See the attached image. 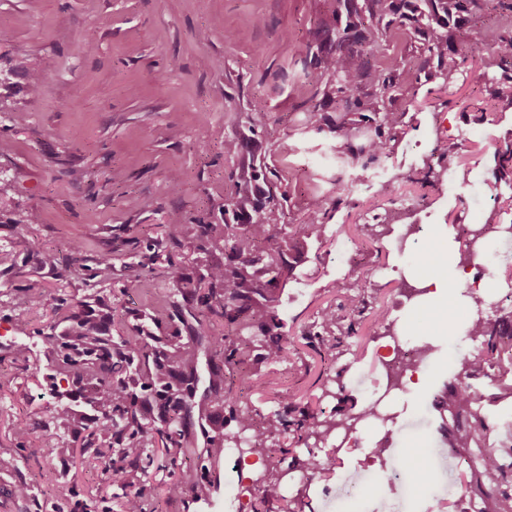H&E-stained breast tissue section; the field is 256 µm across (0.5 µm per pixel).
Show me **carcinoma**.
I'll use <instances>...</instances> for the list:
<instances>
[{"instance_id":"cac0c4a2","label":"carcinoma","mask_w":512,"mask_h":512,"mask_svg":"<svg viewBox=\"0 0 512 512\" xmlns=\"http://www.w3.org/2000/svg\"><path fill=\"white\" fill-rule=\"evenodd\" d=\"M336 40L315 34L307 55L313 77L323 84L322 111L309 113L314 130L341 139L343 153L363 170L390 157L406 126L404 112L392 109L400 94L403 59L384 56L373 66L368 55L380 47L383 37L411 32L419 43L417 71L426 72L444 88H451L462 75V46L480 54L478 79L488 84L489 99L500 98L496 84L512 82V0H334ZM497 15V25L484 24L486 15ZM369 86L373 92L361 97L357 91ZM336 106V112L328 108ZM255 126L248 132L224 138V156L233 162L232 183L224 198V223L196 224L187 236L183 224L165 225L170 245H189L196 255L224 251L222 263H195L194 270L173 257L160 271L142 270L143 277H159L165 285V311L152 321L165 335L155 336L143 323L123 325L113 334L117 308L101 294L100 285L112 276V258L99 259L87 294L74 303L59 300L53 307L55 320L47 330L37 331L45 361L30 360L25 344L14 349L15 359L34 377L48 383L53 423L19 417L15 432L28 436L38 431L57 441L63 463L75 457L84 462L109 457L102 470L103 482L122 491L121 512H145L146 479L159 452L176 478L166 484L169 499L192 494L206 500L212 491L208 464L224 455V418L212 419L206 440H199L196 420L205 413L229 407L238 428L247 433L249 451H261L281 434L291 443L322 442L335 428L308 410L285 420L279 413L265 415L259 409L238 408L227 382L226 371L240 384L267 387L259 362L285 364L288 339L277 333L281 295L303 260L304 244L325 234L329 211L314 197L299 217L287 220L288 195L281 189L276 169L255 148ZM465 139L448 138L435 143L424 162L422 182L439 178L462 161ZM494 185L512 186V142L496 148L492 170ZM506 210L492 211L480 224L466 230L468 241L457 255L465 268L478 255L489 257L487 240L512 231ZM30 251L63 276L57 259L46 253L36 239ZM370 301L351 300L336 307L326 305L316 312L319 341L332 339L336 357L345 352L343 336L356 332L358 317ZM500 316L494 320L467 317L448 319L465 325V336L480 342V348L461 363L457 387L437 396L448 413L444 428L448 447L474 448L475 464L468 466L458 489L480 491L478 481L496 485L505 468L512 467V445L489 442L493 424L483 412L467 380L485 371L499 390L512 396V311L494 304ZM266 337L257 345L254 332ZM195 457L196 464L181 468L179 460ZM280 483L270 478L259 489V505L280 498ZM13 494L41 512L36 495L24 475H19ZM481 512H512V495L504 493L483 503Z\"/></svg>"}]
</instances>
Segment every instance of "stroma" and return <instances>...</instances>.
I'll return each instance as SVG.
<instances>
[{"label":"stroma","instance_id":"obj_1","mask_svg":"<svg viewBox=\"0 0 512 512\" xmlns=\"http://www.w3.org/2000/svg\"><path fill=\"white\" fill-rule=\"evenodd\" d=\"M332 10V0H0V68L12 73L0 86V250L14 258L13 267L0 266V512L25 509L9 494L16 463H23L46 512L72 505L73 491L96 490L103 468L96 462L66 475L50 439L13 431L16 417H51L45 382L12 358L14 343L52 320L49 308L29 303V289H42L50 301L81 299L98 257L108 254L113 269L104 295L117 306L152 312L164 285L140 279L141 264L182 254L154 247L160 225L173 218L223 223L232 167L224 138L250 123L293 214L315 195L332 203L335 141L305 124L322 97L306 76L307 45L316 31L335 28ZM417 45L410 33L384 39V53L405 61L394 107L406 115V134L392 158L354 180L325 237L306 245L296 280L281 296L288 362L262 368L275 381V395L242 394L243 402L266 413L293 395L310 403L319 419L337 421L345 415L341 396L350 391L353 372L380 374L379 356L392 337H431L422 386L401 388L389 404L402 454L431 450L438 441L441 413L433 401L464 355L448 352L461 337L447 338L424 322L427 301L402 293V282L421 265L392 241L405 235L407 224H424L444 254L462 248L463 227L477 223L491 194L495 143L512 140L511 107L498 109L490 139L470 140L481 127L469 107L482 96L473 79L476 54H468L456 85L440 92L417 75ZM439 136L469 138L465 169L426 186L414 183ZM452 182L467 185L463 203L454 206L448 203ZM32 211L39 222L17 227ZM33 238L60 256L81 241L82 259L65 280H56L30 252ZM343 280L347 288L337 289ZM360 293L386 303L387 324L365 314L348 339L349 353L337 359L314 353L304 336L317 310ZM324 377L328 397L321 394ZM302 457L297 450L281 464L283 501L296 499L304 512H319L316 481L298 477ZM246 462L254 470L241 480L218 461L212 468L218 488L207 501L166 502L160 486L169 475L153 471L147 508L224 512L230 483L242 481L253 493L260 487L264 465L253 455ZM283 501L273 502L270 512H281Z\"/></svg>","mask_w":512,"mask_h":512}]
</instances>
